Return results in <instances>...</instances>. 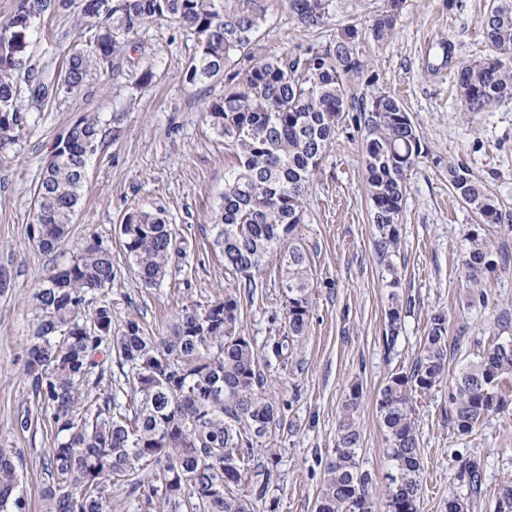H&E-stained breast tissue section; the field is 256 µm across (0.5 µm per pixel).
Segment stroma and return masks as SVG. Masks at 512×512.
Segmentation results:
<instances>
[{
    "label": "stroma",
    "mask_w": 512,
    "mask_h": 512,
    "mask_svg": "<svg viewBox=\"0 0 512 512\" xmlns=\"http://www.w3.org/2000/svg\"><path fill=\"white\" fill-rule=\"evenodd\" d=\"M386 4L325 0V23L308 29L294 18L288 0H224L226 11L261 16L254 42L259 58L329 48L346 24L367 26ZM490 4L403 0L388 42L356 46L361 69L348 83L351 92L379 90L398 97L426 149L406 176L399 248L390 261L401 274L398 291L410 305L402 312L395 344L385 345L390 263L380 262L374 251L361 138L339 133L314 175L299 228L316 283L309 333L292 364L261 367L280 403L281 420L267 447L254 450L248 479L256 481L269 456H276L278 476L269 494L278 501L277 512H314L325 461L336 446L339 410L353 384L362 388L360 461L376 477L387 474L392 462L376 414L377 395L391 374L409 370L433 314L445 313L450 335L465 339L461 351L448 358L452 375L474 352L512 336V325L501 324L502 317L512 318V272L489 276L487 306L466 304L459 268L468 247L465 233L475 218L448 187L449 162H465L512 211V104L465 112L456 94L457 58L480 59L489 52L479 20ZM44 27L37 52L45 59L58 57L79 36L72 16L49 18ZM138 38L144 51L128 56L136 66H153L156 77L149 86L135 87L124 73L101 75L80 95L31 112L20 142L0 160V269L11 283L0 293V447L18 453L31 512L44 510L47 450L55 443L23 373L33 330L34 280L69 265L86 238L98 237L112 248L118 276L99 298L112 307L113 330L136 320L155 334H170L183 309L212 304L232 290L240 301V328L256 347L283 331L278 261H269L250 290L225 268L214 244L213 218L230 158L223 139L206 123L205 110L223 96L224 85L213 83L201 94L188 84L196 39L185 29L155 23ZM89 113L117 121L120 133L91 163L68 237L46 254L29 236L35 184L58 137ZM139 208L162 211L186 252L154 287L126 271L119 224ZM24 413L34 419L26 430L16 424ZM416 422L422 446L418 512H446L449 497L467 496L468 485L459 478L466 459L477 463L482 488L470 498L469 512H497L500 491L512 486V409L489 416L471 435L454 434L443 383L418 394Z\"/></svg>",
    "instance_id": "35a3bbf8"
}]
</instances>
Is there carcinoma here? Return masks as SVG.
<instances>
[{"label": "carcinoma", "instance_id": "cac0c4a2", "mask_svg": "<svg viewBox=\"0 0 512 512\" xmlns=\"http://www.w3.org/2000/svg\"><path fill=\"white\" fill-rule=\"evenodd\" d=\"M288 5L303 26L324 24V0H288ZM400 7L401 0H388L368 30L346 26L331 49L309 47L233 70L231 63L253 58L260 17L227 14L224 0H16L0 23V153L18 142L29 112L45 110L63 93H81L103 71L115 69L143 27L166 21L189 30L197 51L187 67L188 83L207 88L224 81V96L208 104L206 118L236 158L215 213L214 244L224 264L248 282L270 257H279L287 307L284 334L260 350L239 331V302L232 292L213 304L185 309L168 336H153L135 320L114 336L112 308L94 302L118 276L103 241L91 238L69 265L40 276L24 373L55 430L56 446L46 462L51 482L42 490L45 512H112L114 480L148 504L186 512H253L254 502L266 500L275 512L277 500L266 495L277 462L262 472L250 494L235 488L248 474L253 449L264 447L280 422L261 360L288 364L309 331L314 279L296 236L312 177L339 129L361 133L374 248L387 261L398 245L406 173L424 154L417 127L398 98L385 91L357 96L345 86L346 76L359 69L357 41H387ZM71 12L82 26L81 41L57 64L39 61L35 49L44 19ZM480 27L491 54L461 60L457 73L467 112L512 103V0H492ZM68 131V148L51 155L34 191L32 223L48 231L32 240L44 252L65 238L90 161L118 133L97 114L80 118ZM448 187L477 223L512 229V213L464 163L448 162ZM120 233L129 272L145 286L162 281L172 260L183 255L173 225L159 211L126 213ZM466 237L461 274L471 304L483 305L489 298L487 277L511 269L512 261L479 229L467 230ZM388 270L383 341L389 347L398 338L404 303L396 290L397 272L391 265ZM463 343L464 337L449 336L446 314L432 315L410 369L392 374L379 391L376 412L393 463L384 485L387 512H416L422 453L414 393L442 380L448 354ZM112 359L131 375L132 407L115 412L117 397L108 391L80 410V385L92 379L101 383ZM361 397L356 384L342 403L336 448L325 463L315 512H376V483L360 464ZM511 404L508 338L488 344L448 385V427L470 434ZM460 478L471 496L480 495L476 463L463 464ZM20 484L13 450L0 448V512H29Z\"/></svg>", "mask_w": 512, "mask_h": 512}]
</instances>
